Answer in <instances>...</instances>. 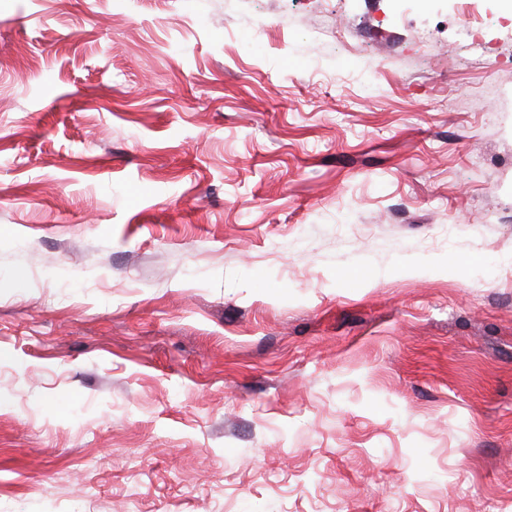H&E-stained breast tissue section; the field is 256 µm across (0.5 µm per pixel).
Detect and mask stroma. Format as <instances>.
<instances>
[{"label": "stroma", "mask_w": 512, "mask_h": 512, "mask_svg": "<svg viewBox=\"0 0 512 512\" xmlns=\"http://www.w3.org/2000/svg\"><path fill=\"white\" fill-rule=\"evenodd\" d=\"M0 0V512H512V9Z\"/></svg>", "instance_id": "1"}]
</instances>
